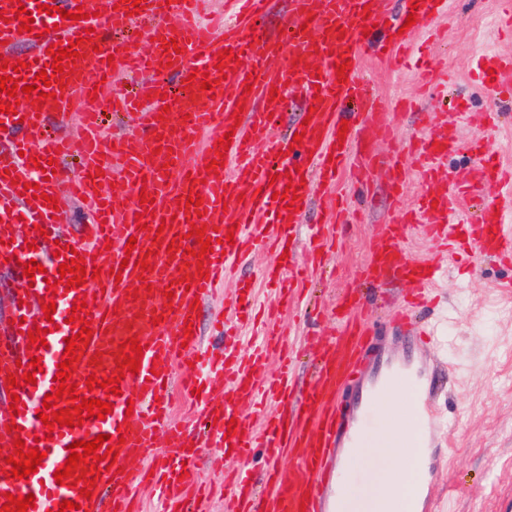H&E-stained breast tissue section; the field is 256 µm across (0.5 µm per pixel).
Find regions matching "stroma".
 <instances>
[{"label":"stroma","mask_w":512,"mask_h":512,"mask_svg":"<svg viewBox=\"0 0 512 512\" xmlns=\"http://www.w3.org/2000/svg\"><path fill=\"white\" fill-rule=\"evenodd\" d=\"M499 8L500 0H455L448 11L435 14L414 32V45L428 46L435 62L447 67L444 86L419 88L413 72L395 70L376 59L371 45L362 47L359 74L378 91L379 109L387 113L396 137L382 146L384 160L369 173V191L352 196L353 221L338 225L337 249L328 250L321 268L304 284L303 308L283 315L286 341L302 351L297 385H305L311 371V357L303 350L306 332L318 324L331 326L330 321H317V314L324 305L342 300L372 241L414 207L422 190L411 177L403 196L394 197L387 155L409 152L429 113L452 116L464 107L471 119L460 126L461 141L478 130L488 102L471 76L474 54L482 49L512 54V40L497 30ZM411 93L419 98L415 114L404 113L399 104L401 96ZM475 263L478 270L472 274L466 261H459L436 284L435 304L421 317L439 336L433 345L405 344L396 337L392 315L404 285L394 282L384 288L383 309L369 313L382 325L394 357L413 358L440 371L432 410L447 419L452 442L450 449L439 452L438 474L429 490L433 512H499L503 496L512 495V295L500 290L512 278V267L483 257Z\"/></svg>","instance_id":"obj_1"}]
</instances>
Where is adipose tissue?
I'll use <instances>...</instances> for the list:
<instances>
[{"label": "adipose tissue", "mask_w": 512, "mask_h": 512, "mask_svg": "<svg viewBox=\"0 0 512 512\" xmlns=\"http://www.w3.org/2000/svg\"><path fill=\"white\" fill-rule=\"evenodd\" d=\"M404 392L400 387L390 388L379 403L382 414L380 426L376 435L375 448L362 449V456L369 457L373 453L384 455L396 454L398 464L396 472H382L375 495L371 499L369 512H405L406 492L411 485L416 470L427 451L423 448L391 449L389 443L392 437L399 433L407 432L412 427L410 416H395L392 412L393 401L403 398Z\"/></svg>", "instance_id": "ef3b65f1"}]
</instances>
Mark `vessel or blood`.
I'll use <instances>...</instances> for the list:
<instances>
[{
  "instance_id": "vessel-or-blood-1",
  "label": "vessel or blood",
  "mask_w": 512,
  "mask_h": 512,
  "mask_svg": "<svg viewBox=\"0 0 512 512\" xmlns=\"http://www.w3.org/2000/svg\"><path fill=\"white\" fill-rule=\"evenodd\" d=\"M232 17L221 27L203 24L206 0H145L133 13L130 0H96L95 16L73 20L47 16L44 8L63 5L69 14L85 0H0V59L15 61L18 45L32 47L30 65L21 69V85L35 84L36 73L50 69V47L78 42L79 58L64 59L62 85H50L51 99L41 110L18 107L0 113V135L9 144L0 149V268L18 274L22 284L8 327L0 341V389L6 378L20 377L22 367L40 358L42 372L35 383L22 382L19 415L0 407V445L12 447L14 437L38 446L46 457L36 473L23 479L6 477L0 459V505L6 494L34 495V512H59L62 501L81 504L86 512H138L135 481L153 483L163 499L164 512H184L183 493L197 470L200 436L210 447L221 449L224 465V512H336L333 494L343 481L344 451L356 447L362 433L376 417L379 396L401 386L413 405L414 430L410 438H394L393 447L414 444L440 448L445 427L430 408L434 371L414 360L394 359L378 336L375 321L365 316L369 302L351 293L335 312L336 326L318 338L319 361L310 380L297 387L293 354L276 326L264 325L256 342L243 344L240 336L225 334L220 351H211L200 336H188L185 327L198 318L194 298H206L232 273L236 262L248 257L257 241H264L274 258L263 273L274 292V309H291L301 290L299 280L308 264L318 263L327 246L323 225H304L313 197L332 191L331 221L347 223L350 211L336 194L338 177L351 173L364 183L377 163L375 141L390 129L377 107L374 89L358 80L363 29L376 23L385 37L383 60L406 63L411 32L403 28L408 16L427 20L449 8V0H401L398 13H387L382 0H288L287 40L258 35L270 0H226ZM26 8L33 29L19 32L18 8ZM137 28L149 42L145 52L114 42L112 35ZM176 39L177 51L163 49ZM232 57H225L224 49ZM479 65L487 66L483 89L489 102L512 97V58L501 59L477 52ZM347 63L346 83H338L335 67ZM143 74L137 92L120 100L121 109L135 118L129 132L112 138L99 134L101 114L88 96L95 84L114 82L124 73ZM212 87L202 90L201 75ZM190 81V89L170 91L168 79ZM280 97L299 95L311 120L301 143L293 133H281L270 118L277 110L271 90ZM87 100L79 116L84 137V163L75 173L53 172L51 165L34 167L33 156L61 158L74 146L65 136H48L47 115L59 123L71 118L75 99ZM171 115L161 118L162 108ZM233 138L228 150L218 142L225 133ZM486 129L469 143H461L457 122L434 115L431 127L417 138L409 166L398 157L389 161L396 193H403L409 171H417L424 186L413 210L389 224L374 240L355 280L380 289L398 282L409 293L394 324L404 339H412L409 313L425 302V294L448 270L443 263L416 261L406 253L407 229L427 227L448 258H456L461 240L483 256L512 265V166H503L482 150ZM467 147L472 155V178L462 183L442 176L440 162L448 153ZM223 158L217 171L211 160ZM178 164V177L165 167ZM296 185L295 209H286L278 192ZM473 193H489L478 221H470L462 204ZM86 198L92 208L91 223L79 235L66 233V209L55 210L49 198L63 195ZM200 195L201 206L181 208L180 203ZM172 220L171 228L161 223ZM208 226L215 240L212 252L200 256V242L190 236L194 226ZM233 242H226V235ZM133 251H126L128 240ZM57 243L59 256L46 254L47 243ZM83 256L86 269L102 267L96 279L65 289L59 284V266L73 255ZM37 260L42 273L29 278L23 265ZM150 272H142L140 261ZM205 278H198V269ZM121 278H114V270ZM193 284L183 283V276ZM97 295L98 305H87L82 320H72L74 300ZM238 301L230 307V320L246 323L258 303L252 282H240ZM55 302L53 317L42 305ZM90 321L93 334L78 351L72 380L79 396L108 400L112 413L104 419L84 417L76 427H44L39 415L46 394L55 393L58 366L66 358V340ZM157 322V332L147 334V323ZM45 332L46 344L30 346L29 330ZM138 336L143 357L138 373L121 376L119 395L105 389L86 388L89 376H119L113 355L120 342ZM282 359L275 376H267L271 355ZM223 400H215L214 391ZM190 402L205 434L176 423L171 414L173 392ZM18 425V435L8 434ZM100 434L120 441L118 473L102 472L94 495L81 497L79 489L57 484L56 469L70 455L69 447ZM166 461L156 464L157 449ZM265 449L270 465L267 496L256 495L245 468L252 449ZM292 461L280 465L283 453ZM437 472L427 458L407 495L409 512H429L425 487Z\"/></svg>"
}]
</instances>
